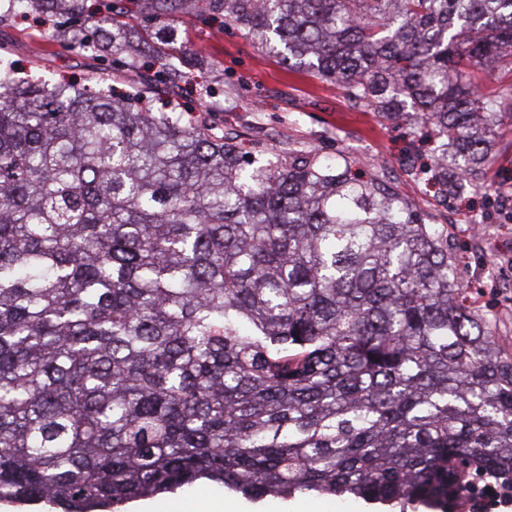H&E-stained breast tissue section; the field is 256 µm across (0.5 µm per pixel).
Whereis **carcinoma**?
Listing matches in <instances>:
<instances>
[{"label":"carcinoma","instance_id":"carcinoma-1","mask_svg":"<svg viewBox=\"0 0 512 512\" xmlns=\"http://www.w3.org/2000/svg\"><path fill=\"white\" fill-rule=\"evenodd\" d=\"M82 52L68 82L0 59V501L92 512L205 479L453 512L512 492V354L461 301L448 235L352 163L244 150L154 112L79 0H19ZM353 106L447 139L443 191L488 164L512 89V0H209ZM456 181L448 182V170Z\"/></svg>","mask_w":512,"mask_h":512}]
</instances>
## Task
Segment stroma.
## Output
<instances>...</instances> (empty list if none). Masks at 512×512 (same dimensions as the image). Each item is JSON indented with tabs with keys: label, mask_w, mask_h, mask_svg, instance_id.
I'll list each match as a JSON object with an SVG mask.
<instances>
[{
	"label": "stroma",
	"mask_w": 512,
	"mask_h": 512,
	"mask_svg": "<svg viewBox=\"0 0 512 512\" xmlns=\"http://www.w3.org/2000/svg\"><path fill=\"white\" fill-rule=\"evenodd\" d=\"M119 19L146 53L192 61L172 98L207 111L247 146L289 145L355 161L364 176L397 192L427 223L444 228L471 309L490 319L498 343L512 350V120L496 126L493 160L478 174L481 190L444 198L413 169L419 133L395 127L368 107L351 106L333 81L292 70L261 51L223 16L200 20L174 7L150 22L145 0H125ZM0 56L48 79L80 78L98 67L95 56L70 48L66 38L26 12L0 4Z\"/></svg>",
	"instance_id": "1"
}]
</instances>
